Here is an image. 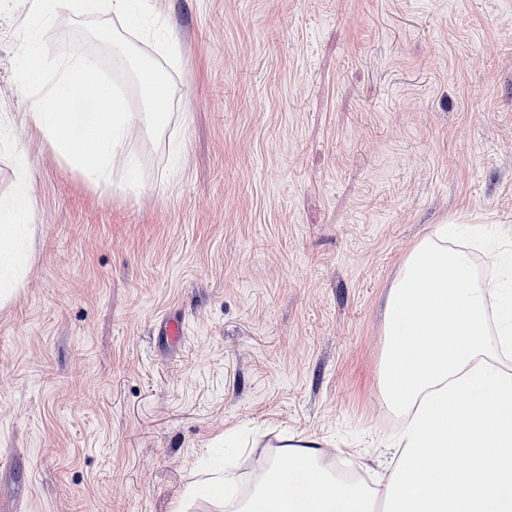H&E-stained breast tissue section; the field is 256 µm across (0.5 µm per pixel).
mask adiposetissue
<instances>
[{
	"mask_svg": "<svg viewBox=\"0 0 512 512\" xmlns=\"http://www.w3.org/2000/svg\"><path fill=\"white\" fill-rule=\"evenodd\" d=\"M147 0H30L33 26L65 15L107 17V44L130 62L144 104L128 110L91 60L70 45L48 62L24 53L23 78L36 99L33 123L55 152L94 185L134 173L130 134H163L172 118L180 64L158 37L149 64L132 63L131 37L148 23ZM33 184L19 170L0 197V303L25 264L19 234L32 213ZM480 226L436 225L405 259L387 299L379 397L401 418L382 470L371 482L346 479L312 442L278 449L245 493L217 470L204 492L216 512H512V262L482 268Z\"/></svg>",
	"mask_w": 512,
	"mask_h": 512,
	"instance_id": "adipose-tissue-1",
	"label": "adipose tissue"
}]
</instances>
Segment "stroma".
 Segmentation results:
<instances>
[{
  "label": "stroma",
  "instance_id": "35a3bbf8",
  "mask_svg": "<svg viewBox=\"0 0 512 512\" xmlns=\"http://www.w3.org/2000/svg\"><path fill=\"white\" fill-rule=\"evenodd\" d=\"M149 6L181 98L116 189L59 158L20 76L27 42L69 40L137 108L111 21L34 37L0 0V196L34 181L0 307V512H211L183 499L205 464L247 483L291 437L374 465L400 428L377 385L404 258L447 219L512 239V0Z\"/></svg>",
  "mask_w": 512,
  "mask_h": 512
}]
</instances>
